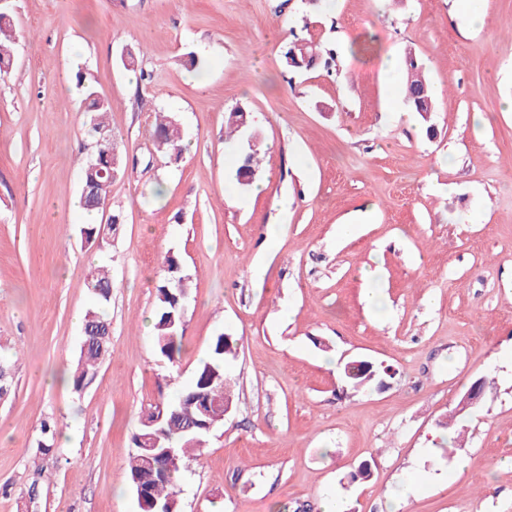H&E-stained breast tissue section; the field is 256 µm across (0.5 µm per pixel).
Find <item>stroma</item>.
<instances>
[{"label": "stroma", "instance_id": "obj_1", "mask_svg": "<svg viewBox=\"0 0 512 512\" xmlns=\"http://www.w3.org/2000/svg\"><path fill=\"white\" fill-rule=\"evenodd\" d=\"M16 44L0 82V512H137L126 460L150 406L174 399L215 336L234 406L179 485L183 512H512V0H9ZM333 45L339 76L287 75L290 31ZM138 54L149 82L121 62ZM205 70L186 64L188 52ZM412 54L438 100L412 112L387 58ZM86 70L109 99L129 167L96 216L122 220L87 244L79 160ZM245 107L264 145L261 193L232 178ZM174 113L187 149L155 153L152 117ZM162 196H155V189ZM373 206L354 237L340 225ZM192 290L177 362L156 349L166 252ZM104 266L112 296L87 288ZM381 310L366 302L367 288ZM112 356L82 391L72 370L87 311ZM331 354L335 367L321 358ZM394 369L353 390L340 368ZM464 418L451 414L478 378ZM58 440L41 454L40 425ZM370 480H352L361 462ZM413 484L406 501L396 492Z\"/></svg>", "mask_w": 512, "mask_h": 512}]
</instances>
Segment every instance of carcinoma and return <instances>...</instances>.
I'll return each instance as SVG.
<instances>
[{"mask_svg": "<svg viewBox=\"0 0 512 512\" xmlns=\"http://www.w3.org/2000/svg\"><path fill=\"white\" fill-rule=\"evenodd\" d=\"M308 25L301 31H291V39L283 53L284 67L296 74L317 66L327 74L337 72L336 49L326 42H315L307 33ZM15 40L13 20L8 6H0V81L8 78L11 71L12 49ZM76 86L83 96V112L86 117V133L90 139V158L81 161L85 180L102 183V198L107 200L112 181L125 174L122 154L115 141L98 142V130L112 132L107 115L112 111L111 101L95 91L88 73H76ZM402 86L407 102L423 119L430 118L435 111L433 89L422 73L417 59L409 56L402 65ZM153 146L157 153L177 160L183 152L184 136L178 118L172 112L153 113ZM224 127L227 138L247 136V148L238 156L235 168L237 184L246 189L256 178L262 149L258 135L251 129L248 113L241 106L230 109L225 116ZM85 242L94 244L112 234V230L101 224H85L80 230ZM182 263L178 256L164 257V275L156 286V309L154 315V341L159 353L174 362L178 359L184 335L183 293L190 292L189 278L182 275ZM89 287L96 299L104 303L112 293V278L105 269L93 274ZM111 342L103 349H80L76 368L72 372L75 391H82L94 378L101 361L111 354ZM237 354V342L231 336L220 334L210 346L208 358L201 362L194 373L191 384L175 399L173 410L164 415L165 433L156 441L143 444L141 436L151 432L147 423L155 419L149 411L141 421V427L133 435V449L127 464L129 485L136 498L138 512H157L165 504L174 512H182L178 496L177 480L189 460L191 451L203 447L205 438L212 430L224 423V406L232 403L229 391L230 379L226 375V361ZM391 376V368L370 361H354L343 368L347 386L359 389L371 383L383 386Z\"/></svg>", "mask_w": 512, "mask_h": 512, "instance_id": "cac0c4a2", "label": "carcinoma"}]
</instances>
